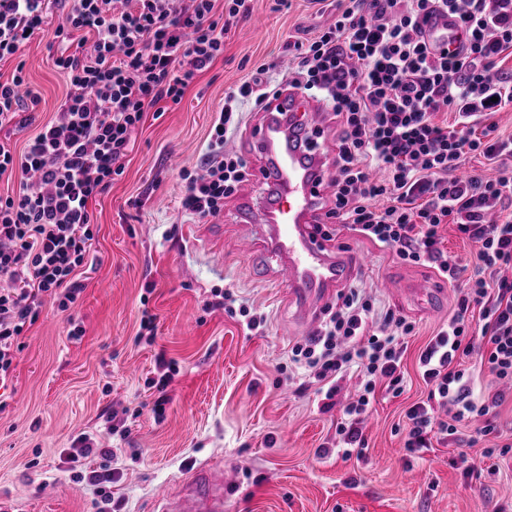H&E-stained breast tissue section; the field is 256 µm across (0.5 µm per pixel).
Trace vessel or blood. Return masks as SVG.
<instances>
[{"label": "vessel or blood", "instance_id": "obj_1", "mask_svg": "<svg viewBox=\"0 0 512 512\" xmlns=\"http://www.w3.org/2000/svg\"><path fill=\"white\" fill-rule=\"evenodd\" d=\"M457 26L452 15L434 16L429 25L432 42L442 44ZM317 110L313 100L297 94L270 100L264 122L250 138L261 159L256 178L261 193H245L236 211L245 223L261 214L269 228L268 247L281 259V283L308 313L334 294L356 263L351 251L327 250L314 232L317 201L328 184L320 153L306 148L311 134L307 117ZM160 505V512H224V481L209 469H199L179 494H162Z\"/></svg>", "mask_w": 512, "mask_h": 512}]
</instances>
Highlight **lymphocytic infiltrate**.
<instances>
[{"label": "lymphocytic infiltrate", "instance_id": "f902f5d3", "mask_svg": "<svg viewBox=\"0 0 512 512\" xmlns=\"http://www.w3.org/2000/svg\"><path fill=\"white\" fill-rule=\"evenodd\" d=\"M217 2L0 0V63L15 64L10 81L0 82V129L21 132L35 121L41 98L18 59L31 40L46 39L69 86L57 118L23 149L0 141V178L19 180L0 195V383L44 299L64 312L82 292L76 272L97 261L89 202L123 174L145 112L179 105L252 10V0H225L221 10ZM440 9L458 18L466 38L434 51L424 26ZM287 49L280 81L262 64L225 94L200 171L181 175V206L200 220L218 216L248 182L246 161L226 147L243 123L238 102L259 109L288 89L315 91L338 128L326 218L401 262L436 269L456 290L447 322L419 354L428 393L404 414V446L416 453L457 442L459 425L475 418L482 424L468 443L479 444L497 434L498 409L512 391V279L502 274L512 269V217L491 218L512 199V138L496 136L492 121L512 104V72L501 68L512 51V0H337L332 24ZM447 112L453 122L442 121ZM471 155L494 165L495 176L454 177ZM448 224L475 244L472 266L443 249ZM414 330L407 316L378 309L351 284L293 347L292 362L325 400L334 401L344 380L357 381L336 424L344 456L364 449L361 424L377 393H403ZM474 359L498 391L478 383Z\"/></svg>", "mask_w": 512, "mask_h": 512}]
</instances>
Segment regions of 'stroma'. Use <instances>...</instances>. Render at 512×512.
<instances>
[{
	"label": "stroma",
	"instance_id": "stroma-1",
	"mask_svg": "<svg viewBox=\"0 0 512 512\" xmlns=\"http://www.w3.org/2000/svg\"><path fill=\"white\" fill-rule=\"evenodd\" d=\"M335 15L334 0H290L286 8L254 0L251 16L228 33L223 56L181 104L146 112L123 174L89 203L98 263L80 268L84 289L71 313L45 300L0 388V512H95L96 486L75 480L63 462L83 434L114 451L107 464L120 512H159L158 491L177 492L201 467L228 478L224 512H494L512 501V460L482 458V445L438 444L420 458L404 448V412L426 390L417 356L456 301L436 270L399 263L347 231L332 240L359 254L353 279L417 323L404 393L378 394L363 427V456L346 458L333 449L350 390L342 388L328 410L320 395L297 393L302 371L291 349L309 331L276 279L279 258L264 244L265 227L236 223L233 198L201 222L180 207L181 174L200 167L225 93L259 64L287 61L297 27L313 32ZM21 56L41 103L37 124L0 131L18 148L56 117L68 91L43 41L32 40ZM248 235L258 249L243 255L237 243ZM386 278L407 282V297L385 292ZM227 288L265 323L251 330L244 317L212 309ZM146 311L156 317L150 344L138 338ZM75 325L82 334L73 338ZM161 356L176 372L159 416L151 381ZM322 447L328 457H319ZM472 458L486 475L466 476Z\"/></svg>",
	"mask_w": 512,
	"mask_h": 512
}]
</instances>
